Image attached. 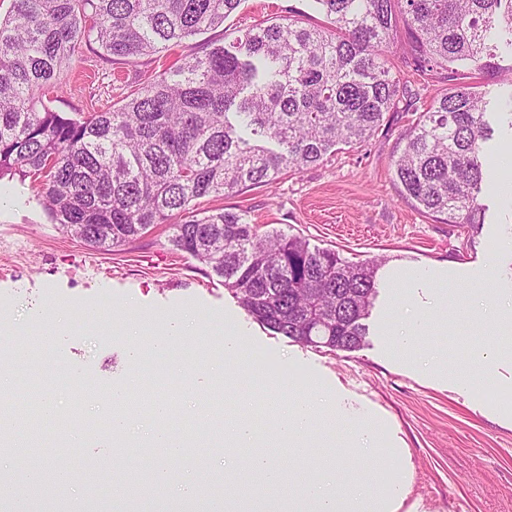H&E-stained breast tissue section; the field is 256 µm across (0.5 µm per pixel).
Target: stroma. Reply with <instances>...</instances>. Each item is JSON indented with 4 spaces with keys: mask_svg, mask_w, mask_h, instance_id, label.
Wrapping results in <instances>:
<instances>
[{
    "mask_svg": "<svg viewBox=\"0 0 512 512\" xmlns=\"http://www.w3.org/2000/svg\"><path fill=\"white\" fill-rule=\"evenodd\" d=\"M289 14L306 24L328 23L313 0H243L223 26L187 41L183 52L229 44L253 25ZM174 61L165 51L118 64L102 58L98 45L84 47L50 106L73 118L118 107L145 74L162 72ZM415 119L412 112L391 113L369 140L342 147L320 164L288 171L268 186L204 197L197 204L202 211L245 213L261 229L284 230L352 262L382 259L368 334L353 352L302 345L264 328L225 288L223 278L172 246V225H155L119 248L94 250L52 223L39 184L0 178V330L49 334L43 368L72 372L88 387L78 403L84 416H98L107 406L103 391L142 370L129 358L127 319L149 327L178 314L194 318L181 346L197 353V360H174L167 377L153 385L172 393L169 427L199 416L209 417L210 426L198 429L184 455L170 461L159 454L148 458L138 447L155 423L135 410L126 447L114 449L111 435L99 433L73 449L66 467L107 463L141 475L165 462L200 483L206 475L192 461L202 458L220 480L215 495H228L250 451L236 448L221 456L212 454L211 446L223 436L225 424L245 412H260L266 398L251 376L238 374L239 358L214 354L220 344L216 331L228 323L270 375L298 387L311 377L318 382L320 447H281L272 419L257 444L281 467L287 484H309L326 475L347 491L397 482L403 489L388 497L386 512H512V359L488 364L484 377L465 389L450 379L466 370L472 345L490 343L495 320L512 298V251L502 247L512 239V202L496 188L502 178L496 160L512 148V130L496 125L489 143L486 170L493 184L482 198L483 224H444L402 199L395 180L402 136ZM401 269L412 278L398 284L394 275ZM453 282H480L487 292L443 302L441 292ZM49 301L70 314L63 328L51 333L41 317ZM461 309L481 310L485 317L475 323L447 321L448 312ZM420 311L432 330L415 350L394 353L388 326ZM433 354L447 362L448 377L432 371L428 358ZM354 425L373 428L378 449L357 448Z\"/></svg>",
    "mask_w": 512,
    "mask_h": 512,
    "instance_id": "stroma-1",
    "label": "stroma"
}]
</instances>
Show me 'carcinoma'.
I'll return each mask as SVG.
<instances>
[{
	"instance_id": "1",
	"label": "carcinoma",
	"mask_w": 512,
	"mask_h": 512,
	"mask_svg": "<svg viewBox=\"0 0 512 512\" xmlns=\"http://www.w3.org/2000/svg\"><path fill=\"white\" fill-rule=\"evenodd\" d=\"M243 0H13L0 20V177L44 179L61 230L94 250L143 237L172 216V245L224 279L249 314L288 339L359 349L376 297L377 263L310 248L245 214L196 201L264 186L358 145L412 90L386 58L405 35L413 70L447 72L403 137L395 178L404 199L448 224L484 223L491 82L512 72V0H316L330 27L263 21L231 47L186 56L150 75L112 110L75 119L49 93L82 46L133 63L224 25Z\"/></svg>"
}]
</instances>
